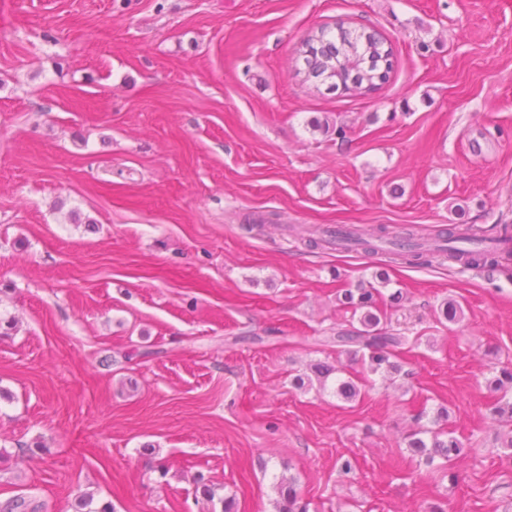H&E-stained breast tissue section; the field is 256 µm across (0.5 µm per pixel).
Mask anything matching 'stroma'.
Segmentation results:
<instances>
[{
	"instance_id": "stroma-1",
	"label": "stroma",
	"mask_w": 512,
	"mask_h": 512,
	"mask_svg": "<svg viewBox=\"0 0 512 512\" xmlns=\"http://www.w3.org/2000/svg\"><path fill=\"white\" fill-rule=\"evenodd\" d=\"M339 24L392 45L376 91L298 75ZM292 224H512V0H0V500L276 512L284 476L309 512H512L484 385L512 365V269L392 267ZM380 270L404 374L296 388L349 367L313 339ZM441 407L462 453L417 467L403 434Z\"/></svg>"
}]
</instances>
